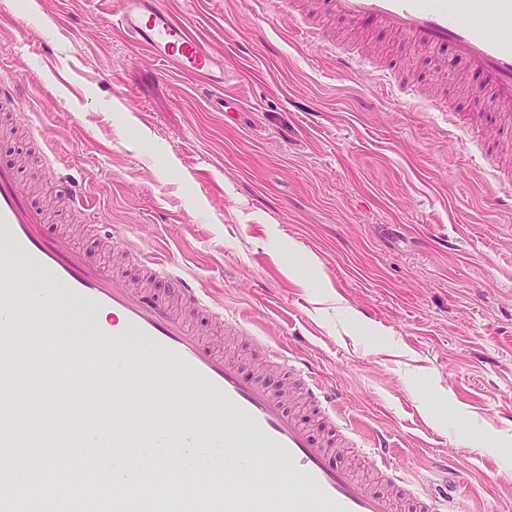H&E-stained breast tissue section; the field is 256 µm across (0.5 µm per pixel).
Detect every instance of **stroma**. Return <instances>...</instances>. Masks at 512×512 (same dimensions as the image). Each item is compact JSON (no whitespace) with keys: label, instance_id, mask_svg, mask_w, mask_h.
Instances as JSON below:
<instances>
[{"label":"stroma","instance_id":"stroma-1","mask_svg":"<svg viewBox=\"0 0 512 512\" xmlns=\"http://www.w3.org/2000/svg\"><path fill=\"white\" fill-rule=\"evenodd\" d=\"M224 59V109L188 76L169 80L111 19L119 0H0V75L18 87L27 137L0 135L23 158L44 230L76 234L86 259L119 270L100 234L60 203L91 197L99 221L146 257L195 277L213 311L309 361L346 418L385 437L395 460L458 512H512V196L494 163H512V120L482 73L448 48L306 8L346 47L410 83L426 101L344 76L303 41L287 8L255 0H165ZM447 101L449 111L433 103ZM316 267L288 274L287 251ZM139 283L135 267L121 268ZM212 311V313H213ZM212 313L190 322L245 371L256 352L225 344ZM39 419L102 424L111 393ZM13 484L68 480L77 442L20 445Z\"/></svg>","mask_w":512,"mask_h":512}]
</instances>
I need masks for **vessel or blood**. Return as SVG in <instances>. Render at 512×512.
Here are the masks:
<instances>
[{"label":"vessel or blood","mask_w":512,"mask_h":512,"mask_svg":"<svg viewBox=\"0 0 512 512\" xmlns=\"http://www.w3.org/2000/svg\"><path fill=\"white\" fill-rule=\"evenodd\" d=\"M336 17L374 25L430 47H452L483 73L496 106L512 112V0H327ZM307 39L327 50L338 43L319 20L302 15ZM131 44L150 50L158 60L188 74H215L202 87L208 105L224 104L222 60L194 37L186 20L176 17L162 0H121L113 20ZM42 212L24 193L17 166L0 160V462L8 463L20 442L40 447L49 436L66 443L70 434L38 424L20 430L15 414L19 380L40 363L67 376L87 375L74 387L78 398L111 389L119 407L108 433L81 434L86 464L63 484L38 482L36 494L45 512H67L72 497L90 493V475L101 449H111L127 463L134 448H167L172 457L206 451L211 458L204 477L192 492L172 484L152 490L155 512H393L395 498L407 497L416 512H456L455 502L435 497L415 485L388 454L384 439L349 436L358 458L367 459L383 480L376 487L329 450L299 416L288 410V393L300 392L308 403L338 423L344 414L336 394L317 378L312 366L276 352L261 337H251L262 356L277 358L288 378L273 388L245 375L223 351L206 342L176 310L155 294L130 288L123 278L87 264L70 236L44 238ZM176 288L186 304L206 309V293L182 276ZM61 304L81 313L91 341L81 347L52 340L48 305ZM112 322L100 321V314ZM137 337L150 359L146 371L132 367L136 355L128 348ZM145 396L155 418L144 424L137 403ZM177 396L196 397V407L210 418L204 426H186L174 410ZM288 466L292 490H271L268 472ZM251 482H242L243 469ZM130 482L113 484L108 496L112 512H129L135 499Z\"/></svg>","instance_id":"vessel-or-blood-1"}]
</instances>
